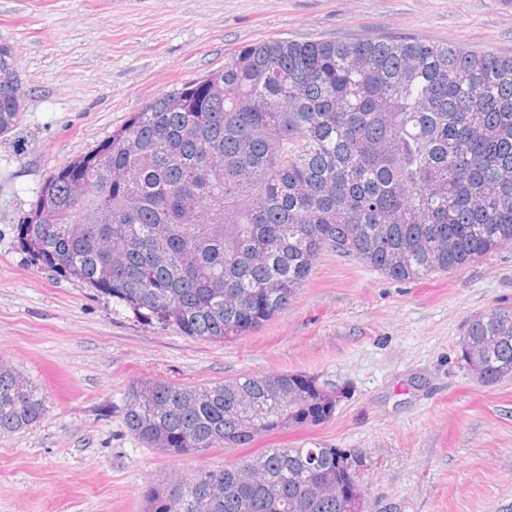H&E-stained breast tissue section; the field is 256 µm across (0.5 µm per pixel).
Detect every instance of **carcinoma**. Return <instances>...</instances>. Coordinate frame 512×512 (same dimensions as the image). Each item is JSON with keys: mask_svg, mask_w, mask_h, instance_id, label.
Here are the masks:
<instances>
[{"mask_svg": "<svg viewBox=\"0 0 512 512\" xmlns=\"http://www.w3.org/2000/svg\"><path fill=\"white\" fill-rule=\"evenodd\" d=\"M25 97L0 43V137ZM18 239L140 319L213 342L286 310L326 250L397 280L461 268L512 247V56L369 35L239 48L53 171ZM460 345L484 385L511 379L512 307L475 315ZM335 408L293 372L211 387L142 379L123 416L142 445L184 457ZM47 411L0 362V435ZM344 455L314 443L171 473L144 490L142 512H338L300 486L336 481Z\"/></svg>", "mask_w": 512, "mask_h": 512, "instance_id": "1", "label": "carcinoma"}]
</instances>
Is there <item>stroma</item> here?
<instances>
[{
	"label": "stroma",
	"instance_id": "1",
	"mask_svg": "<svg viewBox=\"0 0 512 512\" xmlns=\"http://www.w3.org/2000/svg\"><path fill=\"white\" fill-rule=\"evenodd\" d=\"M361 34L512 55V0H0L26 90L0 137V359L48 400L43 420L0 435V512H139L159 476L310 441L362 458L367 512H512V378L483 385L460 359L469 319L512 306V248L412 280L327 250L284 312L219 343L139 320L18 241L52 171L227 53ZM282 372L344 390L331 418L184 458L143 447L123 420L140 379Z\"/></svg>",
	"mask_w": 512,
	"mask_h": 512
}]
</instances>
